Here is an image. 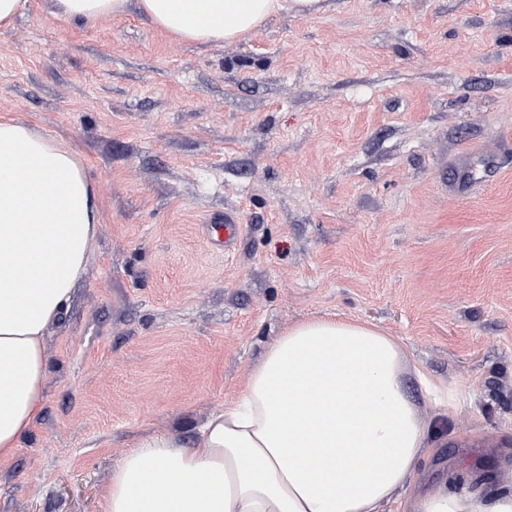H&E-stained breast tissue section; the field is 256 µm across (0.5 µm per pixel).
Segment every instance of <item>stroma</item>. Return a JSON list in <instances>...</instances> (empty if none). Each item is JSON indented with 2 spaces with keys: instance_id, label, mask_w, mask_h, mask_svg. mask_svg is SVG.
<instances>
[{
  "instance_id": "obj_1",
  "label": "stroma",
  "mask_w": 512,
  "mask_h": 512,
  "mask_svg": "<svg viewBox=\"0 0 512 512\" xmlns=\"http://www.w3.org/2000/svg\"><path fill=\"white\" fill-rule=\"evenodd\" d=\"M0 29V114L76 151L101 232L46 331L0 512H98L148 429L191 443L281 330L395 336L462 395L419 478L512 471V0H325L227 46L136 13ZM240 227L210 244L216 220Z\"/></svg>"
}]
</instances>
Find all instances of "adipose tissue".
Returning <instances> with one entry per match:
<instances>
[{
	"instance_id": "obj_1",
	"label": "adipose tissue",
	"mask_w": 512,
	"mask_h": 512,
	"mask_svg": "<svg viewBox=\"0 0 512 512\" xmlns=\"http://www.w3.org/2000/svg\"><path fill=\"white\" fill-rule=\"evenodd\" d=\"M318 0H51L55 18L94 25L136 11L185 42L246 38ZM101 229L83 158L16 116H0V462L43 411L45 330L86 271ZM409 358L378 326L311 318L287 326L192 444L138 437L101 492L100 512H512V473L488 496L416 487L433 448Z\"/></svg>"
}]
</instances>
